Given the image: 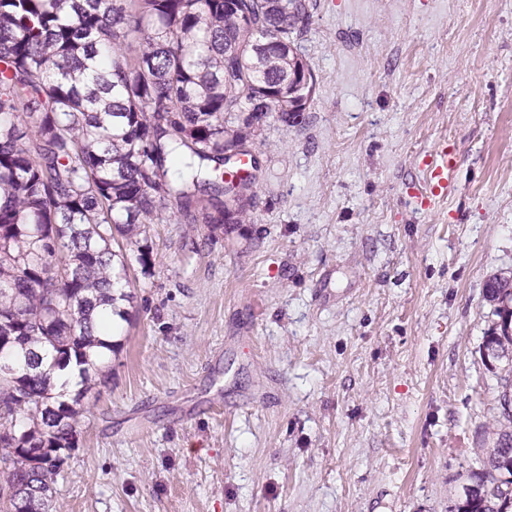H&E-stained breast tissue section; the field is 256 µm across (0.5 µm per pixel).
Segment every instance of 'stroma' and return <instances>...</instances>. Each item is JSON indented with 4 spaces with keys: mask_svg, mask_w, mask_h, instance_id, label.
Masks as SVG:
<instances>
[{
    "mask_svg": "<svg viewBox=\"0 0 512 512\" xmlns=\"http://www.w3.org/2000/svg\"><path fill=\"white\" fill-rule=\"evenodd\" d=\"M314 89L246 147L252 223L168 203L50 512H449L500 427L512 0H305ZM456 157L447 197L413 191ZM485 297L497 304L496 313L500 318L495 331L485 336L483 348L495 352L493 361L512 358V280L493 277L485 288ZM499 330V331H497Z\"/></svg>",
    "mask_w": 512,
    "mask_h": 512,
    "instance_id": "obj_1",
    "label": "stroma"
}]
</instances>
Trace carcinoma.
<instances>
[{
	"instance_id": "obj_1",
	"label": "carcinoma",
	"mask_w": 512,
	"mask_h": 512,
	"mask_svg": "<svg viewBox=\"0 0 512 512\" xmlns=\"http://www.w3.org/2000/svg\"><path fill=\"white\" fill-rule=\"evenodd\" d=\"M305 0H0V499L49 512L75 448L91 372L117 348L137 246L174 198L197 224H247L219 165L272 112L294 123L313 73L298 49ZM247 116L233 126L235 113ZM217 166L205 171L203 164ZM512 358V280L485 288ZM76 359L80 390L57 372ZM477 455L454 512H512V410Z\"/></svg>"
}]
</instances>
